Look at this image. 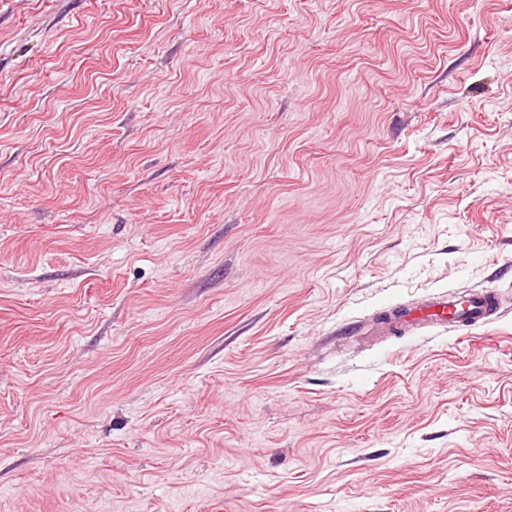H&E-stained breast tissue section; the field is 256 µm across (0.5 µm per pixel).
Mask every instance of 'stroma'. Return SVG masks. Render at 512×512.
I'll use <instances>...</instances> for the list:
<instances>
[{
    "label": "stroma",
    "mask_w": 512,
    "mask_h": 512,
    "mask_svg": "<svg viewBox=\"0 0 512 512\" xmlns=\"http://www.w3.org/2000/svg\"><path fill=\"white\" fill-rule=\"evenodd\" d=\"M214 503L512 512V0H0V512ZM501 307L497 292L477 290L460 300L455 293L429 297L420 307L402 310L387 323L389 332L406 323L433 324L441 327L472 326L486 323Z\"/></svg>",
    "instance_id": "stroma-1"
}]
</instances>
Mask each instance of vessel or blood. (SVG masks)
Returning <instances> with one entry per match:
<instances>
[{"instance_id":"b4317fda","label":"vessel or blood","mask_w":512,"mask_h":512,"mask_svg":"<svg viewBox=\"0 0 512 512\" xmlns=\"http://www.w3.org/2000/svg\"><path fill=\"white\" fill-rule=\"evenodd\" d=\"M501 307L499 293L477 290L466 298L456 294L429 297L420 307L398 312L387 324L388 331H397L406 323L436 326H472L488 322Z\"/></svg>"}]
</instances>
